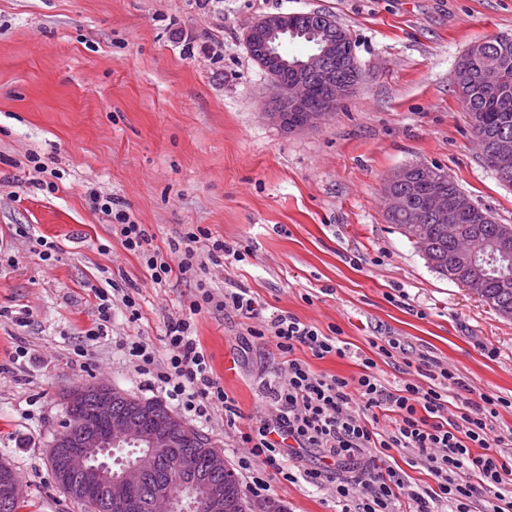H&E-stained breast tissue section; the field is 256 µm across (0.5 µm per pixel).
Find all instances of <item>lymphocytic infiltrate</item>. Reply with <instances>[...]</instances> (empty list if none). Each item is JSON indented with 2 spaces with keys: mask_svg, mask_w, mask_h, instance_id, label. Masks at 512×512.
Listing matches in <instances>:
<instances>
[{
  "mask_svg": "<svg viewBox=\"0 0 512 512\" xmlns=\"http://www.w3.org/2000/svg\"><path fill=\"white\" fill-rule=\"evenodd\" d=\"M89 200L107 217L122 247L139 255L154 284L209 262H241L248 254L242 244L213 238L199 226L185 233L183 250L169 259L151 248L144 225L115 208L112 197L94 191ZM211 308L245 319L248 336L270 343L288 363L265 388L274 417L240 436L247 449L242 464L255 472V495L267 492L272 474L320 490L332 486L342 512H473L480 498L487 512H512V459L504 454L512 447V432L497 429L501 409L512 400L453 394L460 381L447 369L427 387L390 386L375 374L376 363L368 356L351 378L316 372L297 351L308 350L317 359L342 357L347 342L293 314L269 310L246 288H228L219 296L203 288L190 298L185 316L165 325V361H156L152 344L142 339L125 344L129 361L187 411L201 417L219 409L228 416L237 412L194 334V315ZM308 448L319 452V467L300 468L298 459ZM400 450L409 453L410 465L426 468L430 485L408 486L391 463L392 452Z\"/></svg>",
  "mask_w": 512,
  "mask_h": 512,
  "instance_id": "obj_1",
  "label": "lymphocytic infiltrate"
}]
</instances>
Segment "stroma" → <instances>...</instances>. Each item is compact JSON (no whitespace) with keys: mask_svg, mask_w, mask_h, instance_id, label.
I'll return each instance as SVG.
<instances>
[{"mask_svg":"<svg viewBox=\"0 0 512 512\" xmlns=\"http://www.w3.org/2000/svg\"><path fill=\"white\" fill-rule=\"evenodd\" d=\"M312 11L348 31L359 78L323 124L291 131L265 114L271 80L244 35L265 15ZM500 35L512 37V0H0V461L25 487L20 512H89L48 463L72 389L104 383L177 410L121 344L140 337L165 360V324L200 285L220 294L233 283L335 327L349 356L297 353L317 372L355 376L371 355L392 386L428 385L437 365L475 392L512 398V320L435 271L389 223L385 199L393 172L422 164L512 225V187L476 147L455 86L467 49ZM92 189L118 200L162 251L198 224L252 253L154 284L90 208ZM110 280L131 290L142 316L129 323L115 306L105 335L87 339L95 291ZM194 324L238 415L231 425L220 410L185 420L246 489L239 436L270 417L265 383L285 363L245 336L240 317L210 310ZM388 336L406 358L375 355ZM268 482L283 512L337 510L331 489Z\"/></svg>","mask_w":512,"mask_h":512,"instance_id":"obj_1","label":"stroma"}]
</instances>
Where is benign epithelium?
Instances as JSON below:
<instances>
[{
	"label": "benign epithelium",
	"mask_w": 512,
	"mask_h": 512,
	"mask_svg": "<svg viewBox=\"0 0 512 512\" xmlns=\"http://www.w3.org/2000/svg\"><path fill=\"white\" fill-rule=\"evenodd\" d=\"M292 27V16L270 14L247 28L245 41L252 59L271 79L266 115L281 123L285 113L297 112L300 119L295 127L301 130L327 120L329 112L352 92L353 85L336 79L333 66L336 39L326 38L320 50L305 62V67L296 70L288 87H281L275 78L284 60L272 50L271 42ZM315 82L327 90L317 104L311 102ZM416 175L423 177L426 184L422 205L414 209L416 220L432 221L440 225L448 237H456L463 211L469 209L472 202L463 196L449 198L443 180L422 166H406L393 173L389 179L392 189L386 191L388 211L397 212L405 206L407 197L398 187L406 185ZM499 250H503L501 244L493 242L488 253H480L476 248L457 253L455 264L465 272L460 285L479 298H485L487 282L481 267L495 259ZM145 404L146 401L138 397L102 383L81 386L70 392L67 410L74 415L68 417L65 430L55 434L50 445L59 483L70 493L80 489L86 495L103 497L112 505L113 512H127L132 508L130 490L137 486L143 474L168 458L172 460L173 473L184 484L186 497L175 499L158 493L150 501L151 512H194L200 506L207 512H227L224 484L213 479L214 473L228 470L224 454L215 449L212 440L186 422L178 431L164 421L154 426L145 425L139 415L140 407ZM188 438L205 440L206 447L213 449L208 468H202L192 454L172 456L171 449L183 447V440ZM125 447L138 448L140 452L119 468H112V449ZM24 495L12 468L0 464V508L8 509Z\"/></svg>",
	"instance_id": "7a95c632"
}]
</instances>
